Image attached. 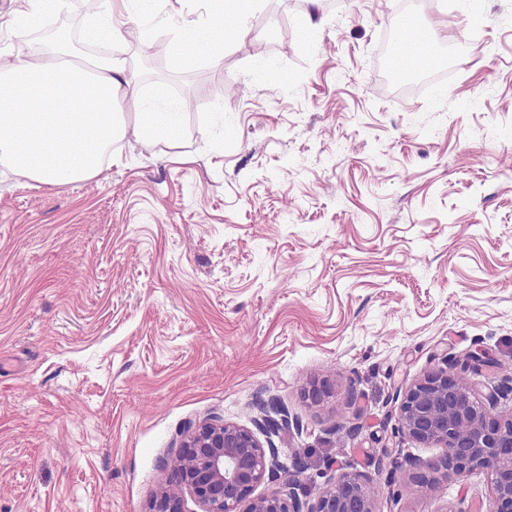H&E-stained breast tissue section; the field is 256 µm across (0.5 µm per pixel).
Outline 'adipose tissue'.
Returning <instances> with one entry per match:
<instances>
[{
	"mask_svg": "<svg viewBox=\"0 0 512 512\" xmlns=\"http://www.w3.org/2000/svg\"><path fill=\"white\" fill-rule=\"evenodd\" d=\"M88 34L105 41L107 52L65 64L28 51L0 65V166L40 184L92 180L112 143L129 135L150 142L179 130L180 112L147 108L129 77L114 18L90 22ZM23 99L29 107L17 111Z\"/></svg>",
	"mask_w": 512,
	"mask_h": 512,
	"instance_id": "ef3b65f1",
	"label": "adipose tissue"
}]
</instances>
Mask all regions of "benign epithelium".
I'll use <instances>...</instances> for the list:
<instances>
[{
	"label": "benign epithelium",
	"instance_id": "benign-epithelium-1",
	"mask_svg": "<svg viewBox=\"0 0 512 512\" xmlns=\"http://www.w3.org/2000/svg\"><path fill=\"white\" fill-rule=\"evenodd\" d=\"M484 358L471 354L460 361L444 357L440 364L409 386L396 389L398 431L413 442L435 444L438 459L424 461L403 448L383 450L393 471L426 467L458 475L477 471L490 475L494 508L512 512V417L498 414L501 401L512 397V372L498 367L497 383L484 393L470 374ZM269 404L256 405L254 419L266 437L290 428L288 415ZM279 413L276 419L271 413ZM280 449L263 446L256 434L234 422H201L184 435L181 451L170 462L168 478L150 504L149 512H186L182 489L191 492L201 512H374L375 500L388 493L400 497L407 484L391 483L342 473L319 489L315 502L302 499L298 474L304 463L296 458L284 487L256 496L258 485L280 468Z\"/></svg>",
	"mask_w": 512,
	"mask_h": 512
}]
</instances>
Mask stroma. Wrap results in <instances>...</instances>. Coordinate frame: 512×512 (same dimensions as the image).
Here are the masks:
<instances>
[{
  "mask_svg": "<svg viewBox=\"0 0 512 512\" xmlns=\"http://www.w3.org/2000/svg\"><path fill=\"white\" fill-rule=\"evenodd\" d=\"M103 12L67 0L0 56ZM406 14L427 70L387 92ZM236 16L131 0L158 52L124 42L129 72L180 109L174 142L126 137L59 187L0 168V512H148L184 433L260 400L294 419L273 442L312 496L376 477L392 388L447 354L512 366V0H261L250 46L181 65ZM416 477L375 512L492 498L483 472Z\"/></svg>",
  "mask_w": 512,
  "mask_h": 512,
  "instance_id": "1",
  "label": "stroma"
}]
</instances>
